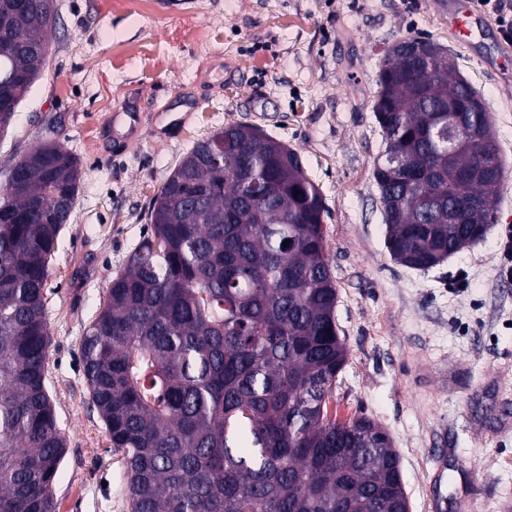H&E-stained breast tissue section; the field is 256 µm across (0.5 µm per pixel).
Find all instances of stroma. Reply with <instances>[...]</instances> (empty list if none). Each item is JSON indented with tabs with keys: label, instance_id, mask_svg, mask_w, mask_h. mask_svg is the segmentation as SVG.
<instances>
[{
	"label": "stroma",
	"instance_id": "35a3bbf8",
	"mask_svg": "<svg viewBox=\"0 0 512 512\" xmlns=\"http://www.w3.org/2000/svg\"><path fill=\"white\" fill-rule=\"evenodd\" d=\"M54 5L48 70L0 136V185L51 133L80 160L46 290V386L66 439L56 512H129L124 455L91 403L80 343L149 232L172 168L238 123L295 150L328 209L347 348L329 411L389 434L410 512H512V279L500 274L512 225V70L495 64L496 15L466 49L448 30V0H150L140 16L119 0ZM415 37L449 49L484 99L504 171L496 224L428 270L390 257L373 179L384 150L372 110L381 58ZM122 105L144 121L118 142L109 118Z\"/></svg>",
	"mask_w": 512,
	"mask_h": 512
}]
</instances>
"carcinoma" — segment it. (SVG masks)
Instances as JSON below:
<instances>
[{
  "mask_svg": "<svg viewBox=\"0 0 512 512\" xmlns=\"http://www.w3.org/2000/svg\"><path fill=\"white\" fill-rule=\"evenodd\" d=\"M47 2L0 0V134L51 55ZM377 88L387 249L428 270L496 223L503 170L465 186L475 207L454 208L448 188L480 146L470 123L451 148L425 136L477 96L446 49L412 71L383 56ZM25 157L0 187V512H56L65 439L45 384V295L80 165L57 139ZM325 216L298 153L252 125L213 131L168 175L80 349L130 512H407L388 434L328 413L346 347Z\"/></svg>",
  "mask_w": 512,
  "mask_h": 512,
  "instance_id": "cac0c4a2",
  "label": "carcinoma"
}]
</instances>
